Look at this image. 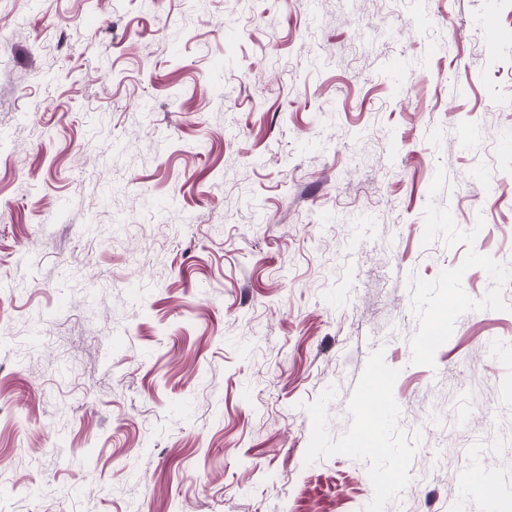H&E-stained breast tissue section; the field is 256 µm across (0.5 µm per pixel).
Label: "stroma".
I'll return each instance as SVG.
<instances>
[{
    "label": "stroma",
    "instance_id": "1",
    "mask_svg": "<svg viewBox=\"0 0 512 512\" xmlns=\"http://www.w3.org/2000/svg\"><path fill=\"white\" fill-rule=\"evenodd\" d=\"M485 12L0 0V512H512ZM383 386V380L381 379L377 386L373 387L369 392V399L368 402L364 408V428H363V435L362 439L360 441L361 447H371V434L374 432L375 429V418L374 413L372 411V407L369 406V403L374 402L375 400L381 398L380 397V391Z\"/></svg>",
    "mask_w": 512,
    "mask_h": 512
}]
</instances>
